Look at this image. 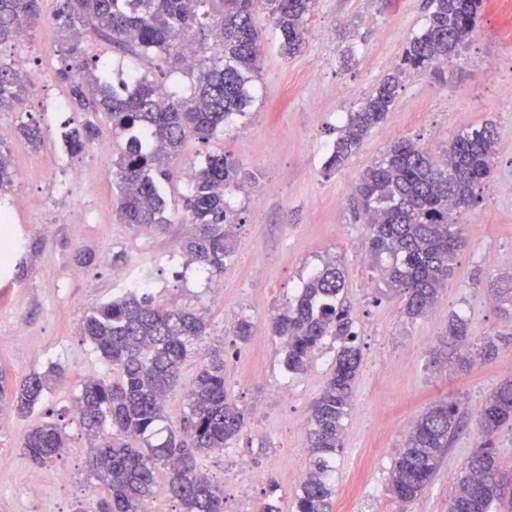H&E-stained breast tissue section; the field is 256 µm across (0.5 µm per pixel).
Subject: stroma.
Returning a JSON list of instances; mask_svg holds the SVG:
<instances>
[{"instance_id":"1","label":"stroma","mask_w":512,"mask_h":512,"mask_svg":"<svg viewBox=\"0 0 512 512\" xmlns=\"http://www.w3.org/2000/svg\"><path fill=\"white\" fill-rule=\"evenodd\" d=\"M56 0H42V17L25 43L0 45V63L27 62L31 87L15 109L0 112L14 183L12 197L26 204L10 231L21 240L22 267L0 269V371L21 379L51 365L64 370L34 412L0 414V512H82L101 496L86 464L88 439L73 420L84 380L111 379L112 369L82 336L84 313L123 290L122 276L145 271L157 303L204 310L206 344L224 351V381L249 421L247 432L227 448L200 460L224 489V512H257L266 480L280 486L282 512H293L298 486L294 468L307 464L303 427L336 356L325 340L307 372L287 375L271 319L297 295L309 273L334 255L345 274L347 295L358 312L362 361L344 420V448L336 458L334 503H341L354 476L364 485L356 512H392L387 491L391 466L403 447L408 422L430 403L447 397L480 407L503 380L512 379V343L501 345L486 365L437 369L432 349L452 314L464 316L474 337L512 335V319L500 314L494 290L512 288V98L500 87L512 82V20L503 0H487L468 45L437 73H414L399 90L394 110L365 140L347 166L334 172L324 162L336 138L338 117L355 106L399 61L406 41L426 23L425 0H318L301 53L284 57L278 35L262 20L264 54L252 83L254 100L222 138L187 139L169 167L170 223L161 232L136 231L116 217L112 157L98 151L111 136L68 155L61 133L94 120L66 104L56 78L62 29L51 22ZM81 40L88 54L123 61L126 68L158 75L162 59L123 55L94 31ZM40 124L42 142L18 133L22 122ZM490 121L499 131L498 153L481 201L466 215L467 246L437 305L411 319L399 299L384 294L364 248L366 228L349 200L367 166L394 140L406 138L441 153L461 128ZM224 153L255 174L252 194L235 191L227 201L239 213L236 248L225 267L224 301L210 300L211 281L186 265L181 224L186 167L205 153ZM94 258L77 264L75 255ZM124 261L113 264L114 253ZM248 317L253 335L240 342L232 332ZM60 422L68 446L44 466L30 465L21 443L43 421ZM477 441L468 428L454 441L436 477L407 512H448L451 488ZM249 459L266 479L249 482L238 459ZM68 473L61 481L60 473Z\"/></svg>"}]
</instances>
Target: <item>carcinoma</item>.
Wrapping results in <instances>:
<instances>
[{"label":"carcinoma","mask_w":512,"mask_h":512,"mask_svg":"<svg viewBox=\"0 0 512 512\" xmlns=\"http://www.w3.org/2000/svg\"><path fill=\"white\" fill-rule=\"evenodd\" d=\"M42 0H0V45L16 39L22 20L41 15ZM486 0H426L425 27L406 43L399 63L360 104L343 114L327 154L328 171L344 166L372 129L391 112L402 80L434 71L459 52L477 27ZM317 0H59L54 20L76 34L93 26L112 44L148 57L166 55L169 70L190 80L177 96L165 83L135 73L133 82L111 81L106 59H87L78 41L61 50L60 82L69 105L106 115L120 150L112 160L119 219L152 231L170 223L164 185L167 161L185 141L210 142L246 112L261 48L257 20L264 13L281 38L282 54L292 57L306 41V24ZM28 90L19 70L0 65V110L12 108ZM100 135L92 121L64 134L77 154ZM498 131L491 122L468 126L436 159L407 139L389 145L355 187L354 217L367 230V249L387 290L403 297L405 314L427 313L448 285L465 246L461 218L479 199L491 174ZM254 174L223 153H210L194 170L184 198L183 220L193 226L183 243L186 263L210 277L224 272L234 254L237 214L225 195L240 190ZM13 184L8 151L0 145V202ZM356 314L344 293L337 262H324L294 299L272 318L281 339L285 372H305L324 338L339 342L334 368L307 420L310 463L295 496V512H331L335 494L333 463L343 449L344 419L361 363ZM202 312L155 302L148 290H128L90 309L81 335L118 372L112 382L89 379L76 399L75 415L89 441L87 465L106 492L99 512H142L159 493L175 499L183 512H224V490L199 470L202 456L224 450L245 432L244 410L224 387V356L204 357L186 395L183 425L162 426L168 395L180 385V369L206 336ZM499 350L495 338L468 342V323L448 319L438 356L460 368ZM57 376L55 368L33 373L8 388L0 373V404L21 416L34 411ZM512 421V380L501 384L477 413L478 441L451 490L448 512H512V476L493 448L494 436ZM467 426L461 403L439 399L411 423L405 447L394 460L388 492L400 504L414 501L434 478L450 442ZM67 447L61 425L43 421L26 434L28 460L42 466ZM166 470V484L157 481ZM258 512H281L278 484L269 480Z\"/></svg>","instance_id":"cac0c4a2"}]
</instances>
